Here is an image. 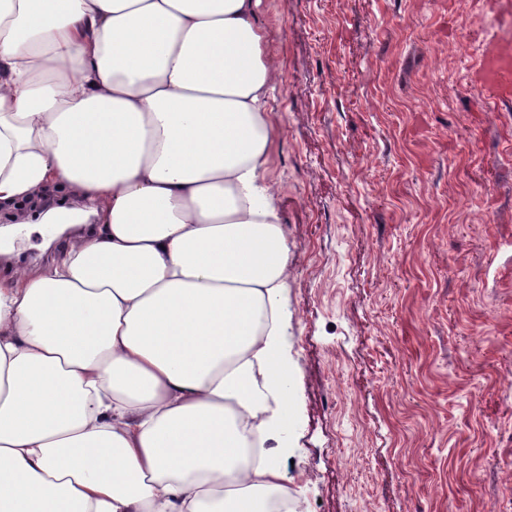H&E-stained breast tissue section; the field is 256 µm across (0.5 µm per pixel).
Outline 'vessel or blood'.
Returning <instances> with one entry per match:
<instances>
[{"label":"vessel or blood","instance_id":"1","mask_svg":"<svg viewBox=\"0 0 512 512\" xmlns=\"http://www.w3.org/2000/svg\"><path fill=\"white\" fill-rule=\"evenodd\" d=\"M470 85L486 111L494 112L512 102V36L489 39L470 72Z\"/></svg>","mask_w":512,"mask_h":512}]
</instances>
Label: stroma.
Masks as SVG:
<instances>
[{"label":"stroma","instance_id":"35a3bbf8","mask_svg":"<svg viewBox=\"0 0 512 512\" xmlns=\"http://www.w3.org/2000/svg\"><path fill=\"white\" fill-rule=\"evenodd\" d=\"M283 75L266 178L288 235L277 458L297 512H512V105L468 73L483 0H260ZM23 226L0 277L69 240ZM360 463L347 477L341 457Z\"/></svg>","mask_w":512,"mask_h":512}]
</instances>
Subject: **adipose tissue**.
<instances>
[{
    "instance_id": "adipose-tissue-1",
    "label": "adipose tissue",
    "mask_w": 512,
    "mask_h": 512,
    "mask_svg": "<svg viewBox=\"0 0 512 512\" xmlns=\"http://www.w3.org/2000/svg\"><path fill=\"white\" fill-rule=\"evenodd\" d=\"M257 2L0 0V209L54 182L79 203L37 223L98 225L0 279V512L287 494L267 447L288 422L279 73Z\"/></svg>"
}]
</instances>
